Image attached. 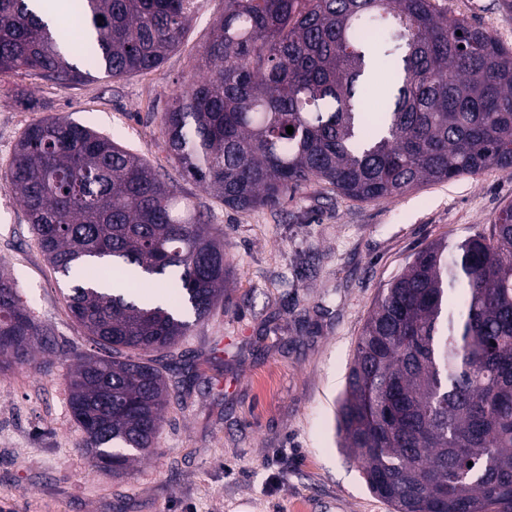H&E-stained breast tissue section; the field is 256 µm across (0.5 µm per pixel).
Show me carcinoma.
<instances>
[{
  "instance_id": "obj_1",
  "label": "carcinoma",
  "mask_w": 512,
  "mask_h": 512,
  "mask_svg": "<svg viewBox=\"0 0 512 512\" xmlns=\"http://www.w3.org/2000/svg\"><path fill=\"white\" fill-rule=\"evenodd\" d=\"M200 2L76 0L81 62L114 79L159 70ZM70 45L36 0H0L1 72L79 83ZM200 71L163 113L167 151L232 210H274L311 180L363 203L512 174V48L441 0H224ZM8 180L101 351L79 358L68 406L93 466L119 475L162 426L160 361L227 292L224 243L143 158L68 118L22 134ZM154 276L162 304L122 291ZM44 336L1 273L0 369ZM336 421L393 512H512V204L379 290Z\"/></svg>"
}]
</instances>
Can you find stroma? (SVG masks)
Listing matches in <instances>:
<instances>
[{
  "mask_svg": "<svg viewBox=\"0 0 512 512\" xmlns=\"http://www.w3.org/2000/svg\"><path fill=\"white\" fill-rule=\"evenodd\" d=\"M224 0H203L160 69L68 87L0 72V268L52 341L0 372V512H389L337 446L336 408L377 294L433 241L463 239L512 203L488 170L388 202L313 183L272 211L237 212L170 159L161 118L192 76ZM451 15L512 47L498 0H448ZM60 116L112 136L206 212L232 273L225 301L176 347L183 381L151 453L115 476L92 466L69 407L70 368L93 353L6 174L31 124Z\"/></svg>",
  "mask_w": 512,
  "mask_h": 512,
  "instance_id": "stroma-1",
  "label": "stroma"
}]
</instances>
